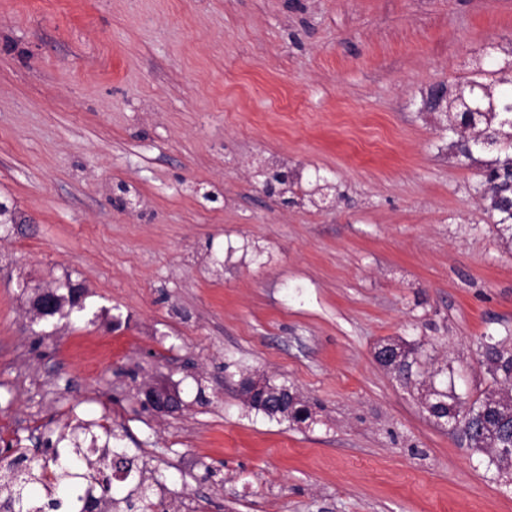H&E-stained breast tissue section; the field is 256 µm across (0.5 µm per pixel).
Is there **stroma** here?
Here are the masks:
<instances>
[{
    "instance_id": "1",
    "label": "stroma",
    "mask_w": 512,
    "mask_h": 512,
    "mask_svg": "<svg viewBox=\"0 0 512 512\" xmlns=\"http://www.w3.org/2000/svg\"><path fill=\"white\" fill-rule=\"evenodd\" d=\"M511 41L512 0H0V449L116 429L166 512H512L421 403L512 346V242L424 106ZM68 283L87 316L34 319ZM256 375L311 419L249 412ZM375 358L378 364L388 370L398 369L405 361L402 349L392 342L380 344L375 351ZM268 382L271 384L269 385L270 389L277 390L281 389L282 387H288L286 384H277L274 381L268 379ZM290 388V387H288ZM284 388L278 392H272V394L277 398V401L279 400H287L288 401V394H290L292 400L288 401V411H285V414L288 417L289 421L293 422H305L310 417L309 410L307 408L306 403L301 399L298 402H295L299 400L300 395L297 391H294L292 389ZM141 394L144 396V402L161 413L173 412L181 405L179 396L172 390L149 386L144 388Z\"/></svg>"
}]
</instances>
